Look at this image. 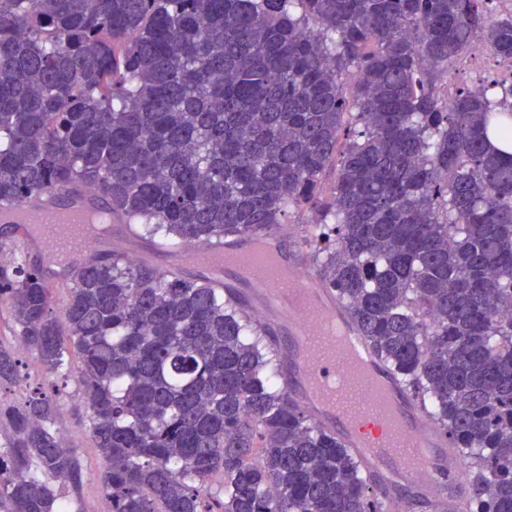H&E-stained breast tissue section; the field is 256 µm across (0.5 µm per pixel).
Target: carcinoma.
I'll use <instances>...</instances> for the list:
<instances>
[{
  "label": "carcinoma",
  "mask_w": 512,
  "mask_h": 512,
  "mask_svg": "<svg viewBox=\"0 0 512 512\" xmlns=\"http://www.w3.org/2000/svg\"><path fill=\"white\" fill-rule=\"evenodd\" d=\"M493 2L0 0V206L77 184L211 246L313 211L322 284L473 460L466 512H512V85L438 93L479 33L512 61ZM0 300L46 373L79 355L106 512H380L224 289L114 253L58 312L40 265L1 260ZM21 365L0 344V387ZM55 413L0 397V512L69 510Z\"/></svg>",
  "instance_id": "cac0c4a2"
}]
</instances>
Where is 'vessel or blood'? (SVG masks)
I'll return each instance as SVG.
<instances>
[{"label":"vessel or blood","mask_w":512,"mask_h":512,"mask_svg":"<svg viewBox=\"0 0 512 512\" xmlns=\"http://www.w3.org/2000/svg\"><path fill=\"white\" fill-rule=\"evenodd\" d=\"M102 200L99 192L54 187L19 205L12 221L39 227L36 243L47 263L72 269L95 249L83 230V215ZM229 255L257 270L251 285L259 323L288 328L284 388L312 422L338 428L345 446L376 473L385 512L404 508L391 493L396 486L428 495L437 512H454L466 487L460 457L446 450L445 437L426 423L416 399L355 328L347 333L355 338L358 357L337 346L326 320L346 324L347 317L316 276L297 260L289 262L287 276L277 275L246 238L222 249L193 245L186 250L187 259L218 268Z\"/></svg>","instance_id":"vessel-or-blood-1"}]
</instances>
